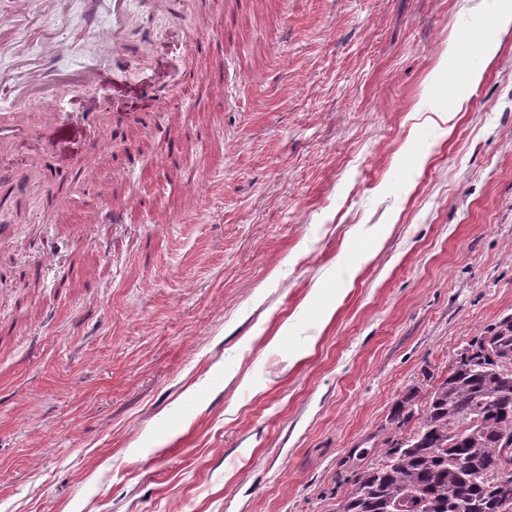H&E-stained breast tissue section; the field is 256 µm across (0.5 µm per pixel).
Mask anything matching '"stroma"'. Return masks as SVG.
<instances>
[{
    "label": "stroma",
    "mask_w": 512,
    "mask_h": 512,
    "mask_svg": "<svg viewBox=\"0 0 512 512\" xmlns=\"http://www.w3.org/2000/svg\"><path fill=\"white\" fill-rule=\"evenodd\" d=\"M128 9L115 61L112 0H0V72L97 70L0 145V512H343L395 402L512 317V30L488 58L481 0ZM213 26L207 17L197 19L194 26L186 33L184 38V50L186 54L192 55L201 50L202 45L207 41L205 35L209 36L213 32Z\"/></svg>",
    "instance_id": "35a3bbf8"
}]
</instances>
